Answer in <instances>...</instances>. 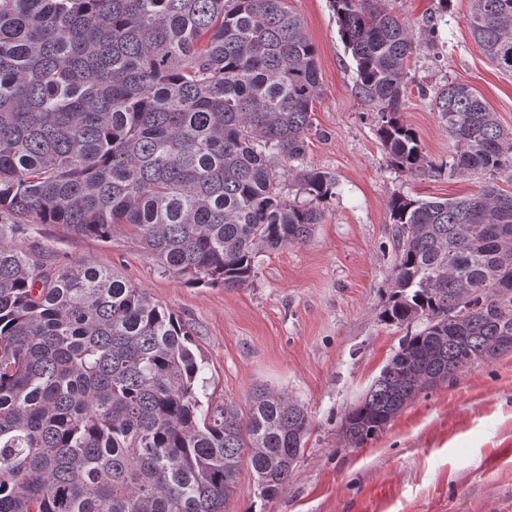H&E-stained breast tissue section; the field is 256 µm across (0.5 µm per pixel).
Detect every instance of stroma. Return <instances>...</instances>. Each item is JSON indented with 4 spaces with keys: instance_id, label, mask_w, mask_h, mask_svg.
Returning a JSON list of instances; mask_svg holds the SVG:
<instances>
[{
    "instance_id": "obj_1",
    "label": "stroma",
    "mask_w": 512,
    "mask_h": 512,
    "mask_svg": "<svg viewBox=\"0 0 512 512\" xmlns=\"http://www.w3.org/2000/svg\"><path fill=\"white\" fill-rule=\"evenodd\" d=\"M394 5L415 41L401 118L434 169L407 174L393 166L378 107L359 92L329 0H288L322 77L305 164L338 186L305 242L261 253L252 283L226 289L185 283L126 238L78 237L59 224L32 225L27 238L54 264L83 258L118 272L192 325L212 404H244L265 385L307 408L311 430L287 487L261 497L242 463L225 512H512L510 351L421 391L363 447H350L342 428L404 334L379 317L395 261L390 198L462 197L492 179L480 170L444 171L455 144L434 107L436 93L451 81L469 84L512 131V75L498 72L474 41L470 0ZM492 180L512 192V177Z\"/></svg>"
}]
</instances>
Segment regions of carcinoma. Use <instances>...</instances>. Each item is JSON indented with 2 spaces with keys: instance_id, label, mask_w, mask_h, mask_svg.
<instances>
[{
  "instance_id": "cac0c4a2",
  "label": "carcinoma",
  "mask_w": 512,
  "mask_h": 512,
  "mask_svg": "<svg viewBox=\"0 0 512 512\" xmlns=\"http://www.w3.org/2000/svg\"><path fill=\"white\" fill-rule=\"evenodd\" d=\"M332 7L392 163L432 168L400 119L409 24L390 0ZM469 26L512 75V0H471ZM319 89L287 0H0V512H224L244 460L261 496L288 483L304 405L256 387L244 411L204 406L186 322L108 269L51 267L18 241L32 224L123 233L192 282L248 285L257 253L305 241L336 195L304 166ZM435 108L448 176H512V134L478 91L450 83ZM388 210L381 320L406 333L344 416L354 448L420 391L512 351V192L395 195Z\"/></svg>"
}]
</instances>
